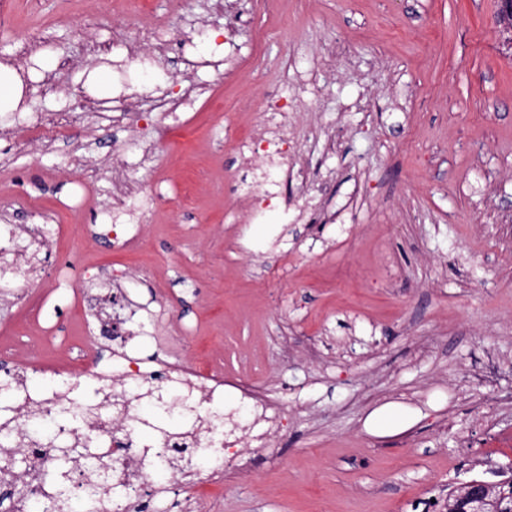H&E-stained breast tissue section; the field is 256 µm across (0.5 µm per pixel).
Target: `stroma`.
Masks as SVG:
<instances>
[{
  "instance_id": "1",
  "label": "stroma",
  "mask_w": 512,
  "mask_h": 512,
  "mask_svg": "<svg viewBox=\"0 0 512 512\" xmlns=\"http://www.w3.org/2000/svg\"><path fill=\"white\" fill-rule=\"evenodd\" d=\"M0 61L21 73V110L57 121L60 98L97 113L64 139L0 124V219L54 212L63 230L45 305L0 300V348L65 367L96 330L83 268L127 273L144 318L121 310L141 356L212 364L252 383L263 421L224 390L248 468L173 473L193 512H444L449 484L512 476V404L489 406L478 376L499 367L512 395V43L499 0H9ZM112 67L101 94L92 72ZM288 106L289 161L310 182L279 181L291 212L240 223L233 178L258 183L234 131L260 103ZM155 196L141 241L114 250L98 225L128 220L115 185ZM55 327L54 340L41 334ZM395 405L405 424L376 432Z\"/></svg>"
}]
</instances>
